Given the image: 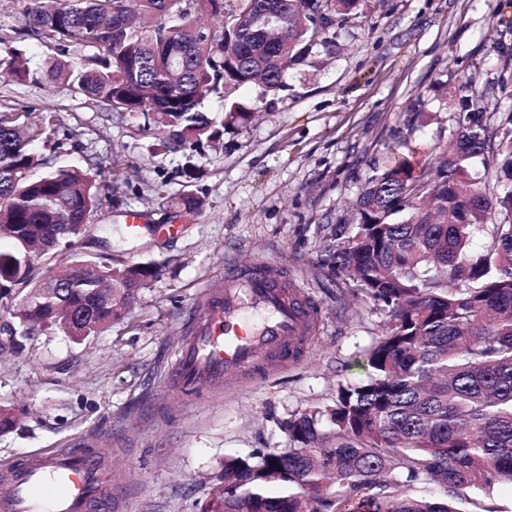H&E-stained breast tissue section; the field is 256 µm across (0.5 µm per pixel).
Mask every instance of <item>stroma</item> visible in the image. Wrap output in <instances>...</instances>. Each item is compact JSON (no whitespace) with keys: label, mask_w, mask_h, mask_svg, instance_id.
Masks as SVG:
<instances>
[{"label":"stroma","mask_w":512,"mask_h":512,"mask_svg":"<svg viewBox=\"0 0 512 512\" xmlns=\"http://www.w3.org/2000/svg\"><path fill=\"white\" fill-rule=\"evenodd\" d=\"M464 84L490 124L512 112V0H363L294 67L285 91L241 92L251 118L228 119L221 102H206L224 129L219 145L200 151H169L144 115L72 97L63 82H0V101L18 112L54 110L39 149L49 168L89 169L105 186L91 234L72 238L52 266L107 258L158 269L104 334L77 343L47 331L0 356V405L17 417L0 434V468L87 445L102 452L111 512H202L225 460L289 447L291 419L366 379L389 319L336 279L323 227L348 218L392 154L425 163L446 146ZM187 192L204 200L193 216L171 205ZM131 211L182 230L169 241L105 234ZM258 261L306 289L319 331L268 378L181 397L169 371L203 291L225 268ZM461 508L512 512V486L468 489Z\"/></svg>","instance_id":"35a3bbf8"}]
</instances>
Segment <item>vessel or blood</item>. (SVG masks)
Segmentation results:
<instances>
[{"label":"vessel or blood","instance_id":"b4317fda","mask_svg":"<svg viewBox=\"0 0 512 512\" xmlns=\"http://www.w3.org/2000/svg\"><path fill=\"white\" fill-rule=\"evenodd\" d=\"M198 309L171 368L187 398L229 386L234 373L269 375L295 360L319 328L304 291L272 264L229 269ZM101 494L91 448L41 454L0 472V512H92Z\"/></svg>","mask_w":512,"mask_h":512}]
</instances>
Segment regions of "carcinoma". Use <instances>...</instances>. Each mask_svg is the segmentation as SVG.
<instances>
[{"instance_id": "1", "label": "carcinoma", "mask_w": 512, "mask_h": 512, "mask_svg": "<svg viewBox=\"0 0 512 512\" xmlns=\"http://www.w3.org/2000/svg\"><path fill=\"white\" fill-rule=\"evenodd\" d=\"M361 0H238L215 41L197 34L199 16L224 17V0H29L13 40L0 39V77L34 84L62 80L110 112L142 113L170 150L216 142L223 132L203 108L215 97L241 111V88L261 96L286 85L292 67L325 33L317 23L345 20ZM92 49L52 69L31 66L21 43ZM460 97L456 130L433 161L397 157L369 176L353 222L326 239L336 274L353 299L385 304L390 320L369 351L368 379L339 390L336 403L288 423L293 449L224 463L203 512H461L473 486H512V222L494 226L486 254L470 255L477 226L497 209L512 217V190L492 200L470 175L474 159L502 156L512 184V130L484 121L486 109ZM53 111L20 114L0 103V301L25 292L0 332V352L16 351L46 330L80 342L103 334L134 302L151 266L117 268L77 260L38 281L34 265L86 233L102 205L96 176L55 169L35 152ZM195 215L203 200L174 202ZM327 417L335 430L322 435ZM433 483L451 499L419 496ZM287 492L265 493L269 485Z\"/></svg>"}]
</instances>
